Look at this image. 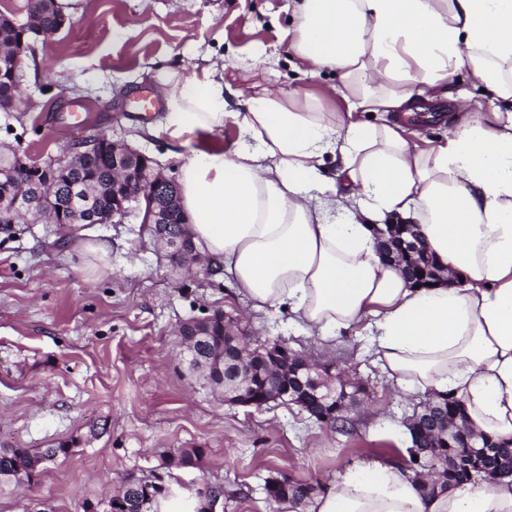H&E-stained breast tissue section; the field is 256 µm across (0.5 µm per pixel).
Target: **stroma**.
Returning <instances> with one entry per match:
<instances>
[{"label": "stroma", "mask_w": 512, "mask_h": 512, "mask_svg": "<svg viewBox=\"0 0 512 512\" xmlns=\"http://www.w3.org/2000/svg\"><path fill=\"white\" fill-rule=\"evenodd\" d=\"M68 21L38 37L22 70L21 101L0 112V150L16 147L35 160L61 156L86 130L79 108L51 111L60 99H81L100 129L151 156L179 179L191 147L173 150L155 128L164 90L157 73L217 66L225 83L280 95L294 90L319 99L327 112L346 104L332 90L336 74H303L288 48L296 23L293 0H58ZM147 96L157 107L134 111ZM493 123L494 109L467 71L458 72L409 129L438 141L450 122V99ZM0 234V441L43 448L75 440L40 479L0 492V512H83L116 492L121 481L162 474L178 500L194 489L224 486L223 512H284L263 486L288 473L327 485L361 462L362 442L406 449L399 432L424 406L401 397L374 361L368 337L348 332L324 352L286 311L255 312L230 275L172 271L163 248L136 217L122 224L20 222ZM108 242L106 258L80 254L78 238ZM220 310L237 322L250 346L286 341L313 360L335 364L363 386L347 415V431L311 420L299 407L228 405L190 378L175 330L180 322ZM171 448H199L196 468L165 469Z\"/></svg>", "instance_id": "obj_1"}]
</instances>
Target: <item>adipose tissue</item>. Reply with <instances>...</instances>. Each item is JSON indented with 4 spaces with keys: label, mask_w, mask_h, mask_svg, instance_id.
Wrapping results in <instances>:
<instances>
[{
    "label": "adipose tissue",
    "mask_w": 512,
    "mask_h": 512,
    "mask_svg": "<svg viewBox=\"0 0 512 512\" xmlns=\"http://www.w3.org/2000/svg\"><path fill=\"white\" fill-rule=\"evenodd\" d=\"M296 18L293 56L336 72L349 109L412 113L464 70L504 110L491 125L461 115L422 149L401 121H354L306 93L237 89V111L216 71L161 74L159 132L238 130L181 168L188 234L254 310H288L324 340L369 336L405 394L453 396L474 433L512 438V0H297ZM395 219L423 236L430 285L381 260L372 229ZM309 512H512V477L426 497L377 461L346 468Z\"/></svg>",
    "instance_id": "1"
}]
</instances>
